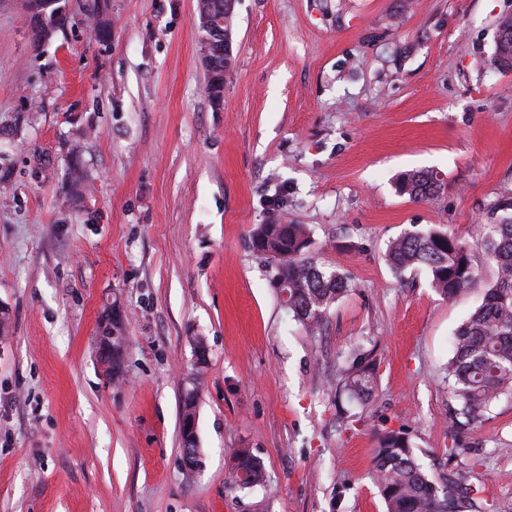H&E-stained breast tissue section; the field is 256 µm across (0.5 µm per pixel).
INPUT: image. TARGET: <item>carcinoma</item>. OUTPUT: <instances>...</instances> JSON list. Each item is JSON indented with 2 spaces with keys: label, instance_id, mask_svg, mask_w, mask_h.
I'll use <instances>...</instances> for the list:
<instances>
[{
  "label": "carcinoma",
  "instance_id": "obj_1",
  "mask_svg": "<svg viewBox=\"0 0 512 512\" xmlns=\"http://www.w3.org/2000/svg\"><path fill=\"white\" fill-rule=\"evenodd\" d=\"M40 0H27V14L35 38L44 29L51 33L65 25L66 11L41 16ZM494 61L512 69V39L495 44ZM441 189L432 171L404 174L398 190L425 201ZM504 215L494 224L481 226L478 245L493 265L494 278L486 283L482 301L456 328L453 356L446 365L450 389L457 401L454 425L476 426L487 420L492 404L512 395V202L500 201ZM254 252L265 257L281 302L307 332L316 333L326 321L331 306L350 288L346 273L320 264L313 256L314 240L304 224H258L250 237ZM386 260L402 273L423 267L431 286L448 299L455 298L478 281L470 246L433 226L411 230L390 241ZM112 375L124 374V347L119 341L122 323L112 320ZM339 392L353 406H362L376 388V363L357 345L344 356ZM479 462L429 472L416 456L402 430L387 429L379 436L372 458V477L386 503L387 512H490L481 490L469 483ZM263 465L249 450L240 451L233 465L232 488L251 489L260 484Z\"/></svg>",
  "mask_w": 512,
  "mask_h": 512
}]
</instances>
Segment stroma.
<instances>
[{
	"instance_id": "stroma-1",
	"label": "stroma",
	"mask_w": 512,
	"mask_h": 512,
	"mask_svg": "<svg viewBox=\"0 0 512 512\" xmlns=\"http://www.w3.org/2000/svg\"><path fill=\"white\" fill-rule=\"evenodd\" d=\"M67 5L41 43L25 0H0V512H386L380 431L445 465L452 335L493 269L476 250L480 283L451 301L384 253L434 225L475 245L512 199V70L493 62L512 0H236L218 104L196 0ZM413 170L436 172L440 194H399ZM271 223L306 225L352 280L316 335L250 247ZM115 309L120 386L97 343ZM360 343L377 386L354 424L332 384ZM460 437L491 512H512V396ZM242 448L265 481L233 492Z\"/></svg>"
}]
</instances>
